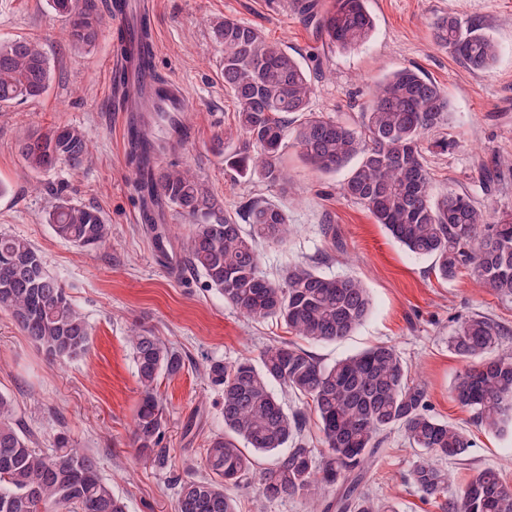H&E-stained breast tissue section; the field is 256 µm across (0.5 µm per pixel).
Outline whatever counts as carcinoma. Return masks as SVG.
<instances>
[{
  "label": "carcinoma",
  "mask_w": 512,
  "mask_h": 512,
  "mask_svg": "<svg viewBox=\"0 0 512 512\" xmlns=\"http://www.w3.org/2000/svg\"><path fill=\"white\" fill-rule=\"evenodd\" d=\"M367 0H333L325 11L310 3L303 14L316 23L326 44L351 52L375 30ZM74 48L95 44L102 12L99 0H50ZM221 47L224 89L237 108L238 146L212 150L242 178L257 177L286 188L282 163L287 138L322 173L348 169L341 193L363 206L375 223L413 255L432 260L444 279L465 269L477 284L501 299L512 298V210L494 215L469 194L433 193L422 141L441 127L449 103L440 87L419 68L404 66L385 76L370 92L354 125L309 109L310 68L256 27L226 17L212 27ZM433 39L471 72L491 69L497 45L479 22L462 24L444 16L433 25ZM52 72L46 52L32 40L0 38V105L34 101L47 93ZM16 149L34 172L61 163L80 167L91 159L89 136L73 126H49L20 137ZM162 146L146 128L131 140L128 163L142 199L171 207L184 221L181 262L202 276L208 289L253 321L275 319L311 344L349 336L369 315L372 300L355 276L322 274L304 263L286 267L279 281L261 271L258 242L283 246L292 233L288 213L278 204L248 200L240 206L245 224L224 211V203L189 172L154 165ZM46 222L59 238L94 250L110 238V227L90 206L58 197ZM157 249L166 250L171 227L155 224ZM0 308L51 360L76 361L90 346L92 327L72 304L61 282L49 272L29 241L0 233ZM503 327L474 314L461 320L449 345L465 370L453 388L455 400L477 425L494 433L512 431V352L499 346ZM139 401L134 416V447L157 453L164 428L158 378L174 376L183 357L150 331L131 336ZM208 382L223 400L224 433L210 438L208 476L185 480L175 512H238L232 487L254 483L267 500L328 499L329 512H396L394 505L364 491L363 479L384 443L398 428L420 451L413 483L430 499L448 492V475L434 459H462L468 431L428 413L424 382L412 379L391 345H379L325 364L295 342L265 345L258 362L226 364L209 360ZM311 401L326 448L318 453L303 437L308 413L281 406L275 388ZM275 454L257 470L255 455ZM449 512H512V486L493 468L477 469L460 495L444 505ZM0 512H127L122 498L100 475L98 458L76 447L64 434L46 452L34 446L13 400L0 393Z\"/></svg>",
  "instance_id": "obj_1"
}]
</instances>
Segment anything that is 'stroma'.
<instances>
[{"instance_id": "35a3bbf8", "label": "stroma", "mask_w": 512, "mask_h": 512, "mask_svg": "<svg viewBox=\"0 0 512 512\" xmlns=\"http://www.w3.org/2000/svg\"><path fill=\"white\" fill-rule=\"evenodd\" d=\"M373 36L347 53L330 51L298 15L297 0H151L156 71L177 81L187 106L181 142L160 165L187 168L230 215L248 199L282 206L296 226L283 247L260 244L261 268L280 278L304 261L328 275L353 274L368 288L372 309L346 338L314 344L325 363L380 343L395 347L428 391L430 410L443 422L464 426L472 441L464 460L441 467L456 496L474 470L492 467L512 485V434L475 425L454 399L452 386L467 367L449 346L458 322L479 313L512 330V300L478 288L469 273L442 280L430 259L396 243L358 203L339 190L344 173L323 174L294 146L283 159L287 190L225 169L210 150L213 138L234 127L236 104L224 88L214 21L233 17L262 30L290 54H317L323 72L314 82L312 111L354 122L369 86L405 65L419 67L446 96L450 113L425 142V162L435 194L459 191L478 202L512 207V0H367ZM452 15L483 23L498 47L492 70L467 71L432 38L434 22ZM0 38L41 43L52 68L48 92L38 101L0 107V233L28 239L48 270L66 288L92 326L90 349L79 361H49L0 309V393L11 397L24 426L42 450L67 432L99 459L100 474L124 499L128 512H174L179 484L205 476V449L223 433L222 399L204 378L209 359L231 363L257 358L266 344L291 340L273 320L254 322L203 286L200 275L157 250L140 218L141 199L127 165L125 118L112 97L114 26L104 18L94 46L77 50L65 40L64 22L48 0H0ZM72 125L89 135L91 164H60L37 174L25 167L15 143L28 129ZM75 202L97 208L112 229L110 243L86 252L58 238L45 221L57 185ZM152 331L182 354L178 375L160 377L165 414V461L133 446L139 399L130 331ZM416 453L394 429L367 476L371 496L393 502L397 512H443L426 498L410 473Z\"/></svg>"}]
</instances>
